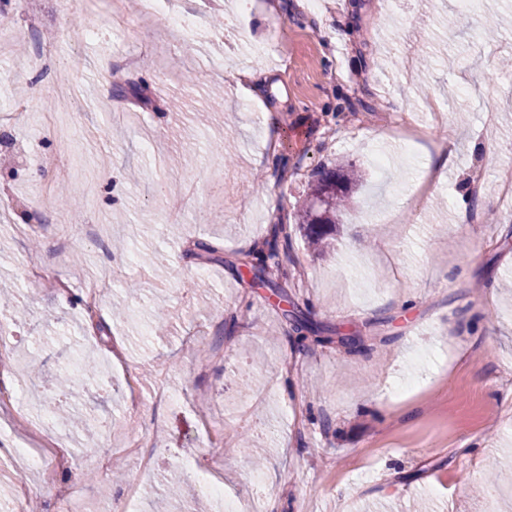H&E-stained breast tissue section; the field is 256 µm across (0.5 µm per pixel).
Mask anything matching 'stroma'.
Listing matches in <instances>:
<instances>
[{"label":"stroma","mask_w":512,"mask_h":512,"mask_svg":"<svg viewBox=\"0 0 512 512\" xmlns=\"http://www.w3.org/2000/svg\"><path fill=\"white\" fill-rule=\"evenodd\" d=\"M235 3L179 0L200 16L179 33L146 0L70 11L61 0H0L12 25L0 36V293L11 299L0 317L27 311L0 346V512H57L61 489L74 512H154L163 497L169 512H195L203 479L239 512H413L419 502L512 512V199L496 188L512 148V69L501 65L512 27L483 37L512 0H477L468 15L455 0H320L313 11L281 0L274 18L265 0L243 14ZM90 27L99 38H85ZM46 43L58 47L55 76L28 73ZM240 67L259 72L254 95L237 93ZM196 69L211 85L184 84ZM20 100L34 103V122L12 116ZM390 114L426 141L453 143L417 207L424 157L384 130ZM270 123L286 166L256 161ZM186 142L197 152L189 176L166 164ZM370 148L386 171L369 163ZM69 152L97 176L91 185L66 167L72 210L40 164ZM341 162L363 179L333 249L318 254L296 214L316 169ZM189 181L190 223L164 222L172 188ZM277 224L291 239L272 288L237 260ZM103 277L91 326L80 299ZM115 305L126 320L112 319ZM159 305L169 315L161 338L150 331ZM339 330L360 346L333 342ZM86 357L102 376L72 408L111 429L90 436L34 412L20 437L16 395L52 397ZM160 388L167 401L124 419L130 391L148 399ZM219 428L223 447H209ZM244 432L269 450L261 467L236 450ZM133 438L142 448H127Z\"/></svg>","instance_id":"35a3bbf8"}]
</instances>
